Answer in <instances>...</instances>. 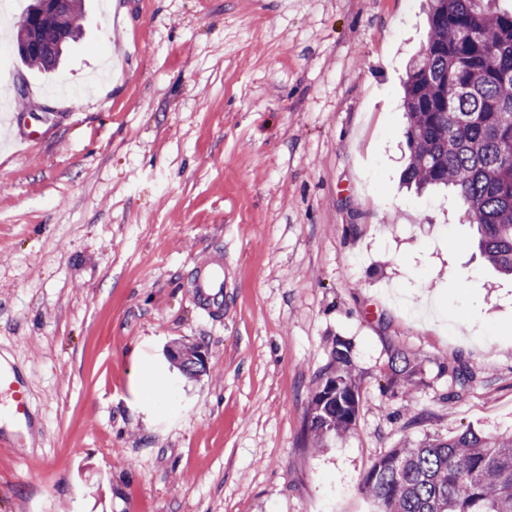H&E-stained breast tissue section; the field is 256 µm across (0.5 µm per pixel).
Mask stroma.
Wrapping results in <instances>:
<instances>
[{
  "label": "stroma",
  "instance_id": "obj_1",
  "mask_svg": "<svg viewBox=\"0 0 512 512\" xmlns=\"http://www.w3.org/2000/svg\"><path fill=\"white\" fill-rule=\"evenodd\" d=\"M84 3L52 76L0 57L23 90L0 118V359L32 410L0 512H375L360 484L390 449L512 432V277L452 194L401 187L426 0ZM61 82L95 89L77 110ZM215 252L208 314L187 280ZM339 338L360 411L318 449ZM456 358L478 379L451 403ZM199 346L183 345L177 352L170 350V357L179 361L182 368L194 374H200L207 371L205 359ZM417 361L414 354L397 350L390 357L394 382L400 388L410 389L415 384Z\"/></svg>",
  "mask_w": 512,
  "mask_h": 512
}]
</instances>
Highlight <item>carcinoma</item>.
I'll list each match as a JSON object with an SVG mask.
<instances>
[{"instance_id": "cac0c4a2", "label": "carcinoma", "mask_w": 512, "mask_h": 512, "mask_svg": "<svg viewBox=\"0 0 512 512\" xmlns=\"http://www.w3.org/2000/svg\"><path fill=\"white\" fill-rule=\"evenodd\" d=\"M84 0H61L69 41L60 42L53 11L29 30L18 54L46 74L81 33ZM499 0H429L428 36L403 82L408 164L403 183L418 191L453 190L478 247L497 271L512 276V9ZM182 368L207 371L197 346L170 352ZM415 355L390 357L394 382L415 384ZM448 401L477 381L456 359L448 365ZM358 385L350 343L338 339L319 376L306 434L321 445L355 425ZM362 491L378 512H512V434L467 429L446 440L408 442L382 455Z\"/></svg>"}]
</instances>
